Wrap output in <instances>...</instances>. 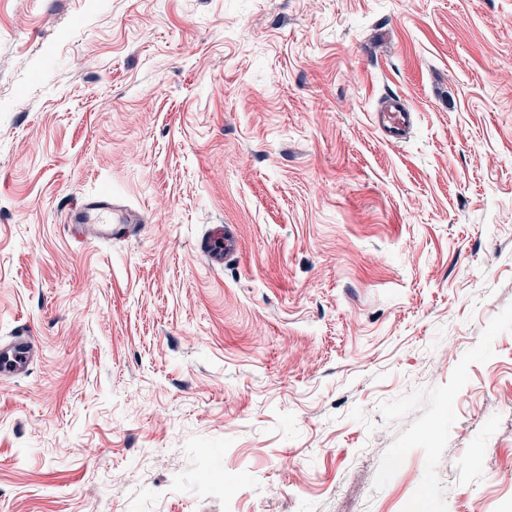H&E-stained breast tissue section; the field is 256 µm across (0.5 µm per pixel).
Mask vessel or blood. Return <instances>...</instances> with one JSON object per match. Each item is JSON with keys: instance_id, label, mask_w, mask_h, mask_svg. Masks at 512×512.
I'll return each mask as SVG.
<instances>
[{"instance_id": "vessel-or-blood-1", "label": "vessel or blood", "mask_w": 512, "mask_h": 512, "mask_svg": "<svg viewBox=\"0 0 512 512\" xmlns=\"http://www.w3.org/2000/svg\"><path fill=\"white\" fill-rule=\"evenodd\" d=\"M413 121L410 108L400 96H392L376 113V124L391 140L406 137ZM67 221L80 228L86 240L117 238L126 234L132 225L138 224V214L113 202L111 195L92 193L81 198L71 208ZM35 355V340L30 336H15L0 340V378L17 376L26 372Z\"/></svg>"}]
</instances>
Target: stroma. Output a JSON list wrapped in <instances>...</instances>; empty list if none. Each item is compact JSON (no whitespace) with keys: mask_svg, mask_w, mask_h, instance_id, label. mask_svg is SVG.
<instances>
[{"mask_svg":"<svg viewBox=\"0 0 512 512\" xmlns=\"http://www.w3.org/2000/svg\"><path fill=\"white\" fill-rule=\"evenodd\" d=\"M22 331L0 512H512V0H0ZM376 124L390 140H401L409 133L413 121L410 108L400 96H391L376 113ZM68 224L80 228L85 240L110 237L116 239L135 224H142L138 214L112 202L104 192L92 193L81 198L67 214Z\"/></svg>","mask_w":512,"mask_h":512,"instance_id":"35a3bbf8","label":"stroma"}]
</instances>
